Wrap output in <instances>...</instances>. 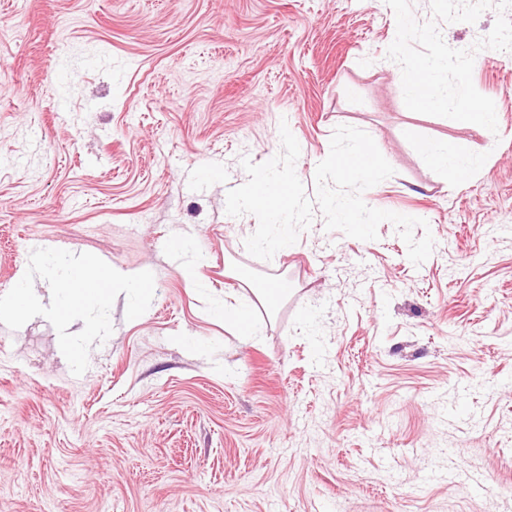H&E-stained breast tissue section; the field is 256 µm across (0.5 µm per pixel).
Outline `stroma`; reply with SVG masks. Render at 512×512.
<instances>
[{
    "instance_id": "obj_1",
    "label": "stroma",
    "mask_w": 512,
    "mask_h": 512,
    "mask_svg": "<svg viewBox=\"0 0 512 512\" xmlns=\"http://www.w3.org/2000/svg\"><path fill=\"white\" fill-rule=\"evenodd\" d=\"M496 17L438 28L474 48ZM396 31L386 0H0V295L39 247L155 284L79 376L47 319L0 324V512H512V52L474 59L493 133L406 108ZM283 121L309 191L334 129L367 132L394 173L363 200L432 255L317 215L252 257L226 194ZM440 140L483 167L433 166Z\"/></svg>"
}]
</instances>
